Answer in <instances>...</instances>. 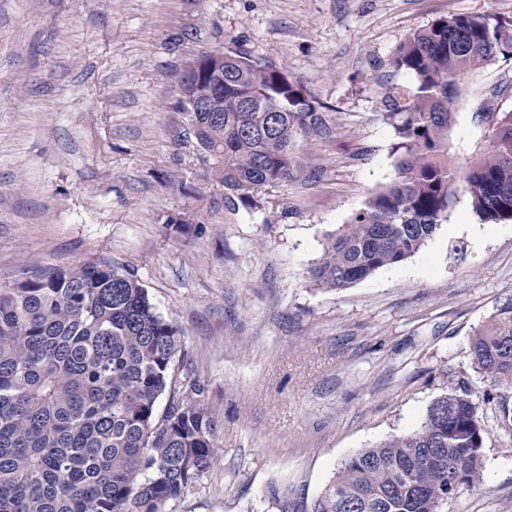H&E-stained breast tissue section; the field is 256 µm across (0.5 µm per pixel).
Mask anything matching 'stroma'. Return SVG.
<instances>
[{
    "label": "stroma",
    "instance_id": "1",
    "mask_svg": "<svg viewBox=\"0 0 512 512\" xmlns=\"http://www.w3.org/2000/svg\"><path fill=\"white\" fill-rule=\"evenodd\" d=\"M512 21V0H0V285L108 262L184 338L177 379L200 384L221 460L173 512L304 504L354 452L417 430L466 386L485 425L482 484L441 512H512V414L468 341L512 298V221L481 223L457 193L404 262L333 291L312 268L331 234L396 176L388 89L416 31L452 15ZM241 49L283 71L326 129L300 168L228 199L178 106L184 67ZM450 154L483 145L478 112H512V59L458 80Z\"/></svg>",
    "mask_w": 512,
    "mask_h": 512
}]
</instances>
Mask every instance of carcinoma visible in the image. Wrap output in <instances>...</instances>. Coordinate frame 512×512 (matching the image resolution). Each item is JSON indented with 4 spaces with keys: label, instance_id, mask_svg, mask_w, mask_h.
<instances>
[{
    "label": "carcinoma",
    "instance_id": "obj_1",
    "mask_svg": "<svg viewBox=\"0 0 512 512\" xmlns=\"http://www.w3.org/2000/svg\"><path fill=\"white\" fill-rule=\"evenodd\" d=\"M512 57V24L454 15L414 33L394 66L415 82L386 94L396 177L333 234L312 271L338 290L417 252L448 217L456 185L483 223L512 220V112H482L487 146L464 172L448 161L457 79ZM222 118L191 115L225 190L248 199L298 166V133L323 128L283 73L224 54ZM177 329L145 288L107 262L46 269L0 286V512H168L220 459L194 382L177 391ZM473 368L512 397V298L472 334ZM169 395L163 414L157 403ZM485 427L465 388L429 406L420 428L341 461L307 507L272 485L275 512H439L452 486L483 476Z\"/></svg>",
    "mask_w": 512,
    "mask_h": 512
}]
</instances>
